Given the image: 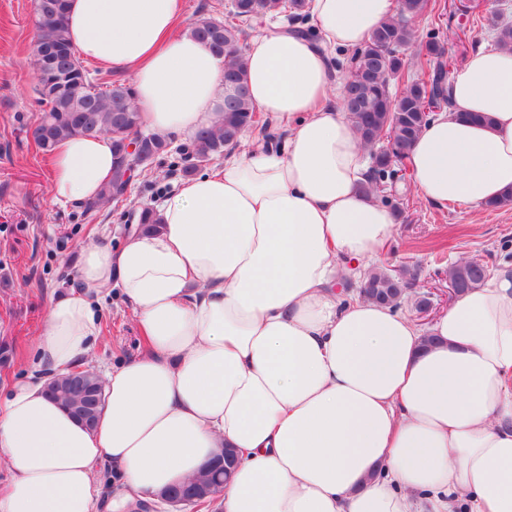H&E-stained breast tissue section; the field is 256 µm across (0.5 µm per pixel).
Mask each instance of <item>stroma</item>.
Instances as JSON below:
<instances>
[{"label": "stroma", "instance_id": "obj_1", "mask_svg": "<svg viewBox=\"0 0 512 512\" xmlns=\"http://www.w3.org/2000/svg\"><path fill=\"white\" fill-rule=\"evenodd\" d=\"M443 20L422 16L420 34L438 30L453 70H460L475 48H492L498 0H440ZM33 0H0V386L21 379L34 361L32 341L45 322L49 301L77 287V253L87 242L117 247L141 207L157 206L184 180L190 140L174 136L168 154L131 185L125 201L86 213L77 202L54 201L49 192L48 158L34 144L32 125L40 105L31 55ZM391 203L404 209L382 267L410 269L416 279L400 305L416 318L415 303L432 294L437 310L448 307L442 289L448 269L459 258L477 259L496 270L512 257V204L471 213L426 204L409 180L387 188ZM101 336L86 367L103 373L138 354L129 304L111 292L100 309Z\"/></svg>", "mask_w": 512, "mask_h": 512}]
</instances>
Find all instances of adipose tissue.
I'll return each instance as SVG.
<instances>
[{"instance_id":"ef3b65f1","label":"adipose tissue","mask_w":512,"mask_h":512,"mask_svg":"<svg viewBox=\"0 0 512 512\" xmlns=\"http://www.w3.org/2000/svg\"><path fill=\"white\" fill-rule=\"evenodd\" d=\"M395 0H311L313 42L277 27L245 50L254 105L282 143L241 137L222 166L157 207V232L85 245L79 289L51 298L35 362L0 398V512H129L188 481L217 449L237 461L219 512H512V261L427 327L339 299L395 234L331 105L328 50L361 45ZM182 0H69L82 61L132 75L144 125L190 138L216 119L224 62L176 32ZM409 156L430 205L468 211L512 192V51L476 49ZM112 141L50 155L54 200L97 197ZM120 288L145 338L104 375L86 428L47 392L83 364L95 301ZM111 465L121 491L97 478Z\"/></svg>"}]
</instances>
